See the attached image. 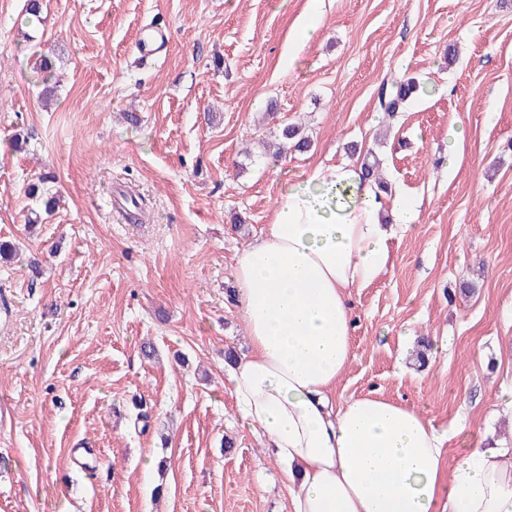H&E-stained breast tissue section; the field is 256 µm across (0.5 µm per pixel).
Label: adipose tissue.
Returning <instances> with one entry per match:
<instances>
[{"label": "adipose tissue", "instance_id": "obj_1", "mask_svg": "<svg viewBox=\"0 0 512 512\" xmlns=\"http://www.w3.org/2000/svg\"><path fill=\"white\" fill-rule=\"evenodd\" d=\"M417 223L413 203L378 193L360 164L319 166L237 255L249 349L228 381L274 451L292 512H512V434L448 474L446 437L419 410L373 392L332 400L354 358L352 292Z\"/></svg>", "mask_w": 512, "mask_h": 512}]
</instances>
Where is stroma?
<instances>
[{
  "label": "stroma",
  "mask_w": 512,
  "mask_h": 512,
  "mask_svg": "<svg viewBox=\"0 0 512 512\" xmlns=\"http://www.w3.org/2000/svg\"><path fill=\"white\" fill-rule=\"evenodd\" d=\"M25 5L0 0V240L20 248L0 263V512H291L224 367L248 350L235 256L289 184L370 149L420 215L352 295L337 399L421 410L448 472L512 432V0H44L36 21ZM154 26L165 46L138 65ZM393 75L420 88L390 118ZM294 123L307 152H264ZM42 175L61 202L31 231Z\"/></svg>",
  "instance_id": "35a3bbf8"
}]
</instances>
